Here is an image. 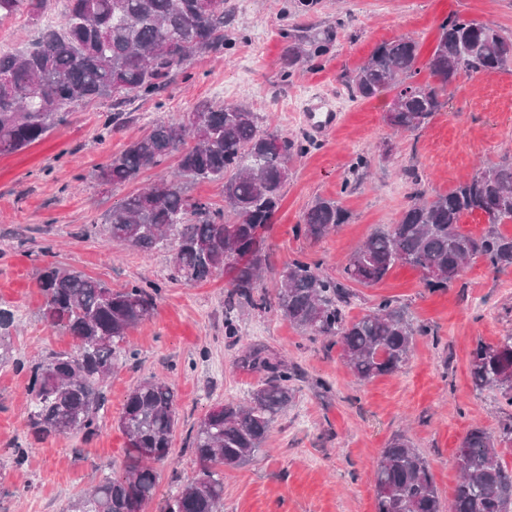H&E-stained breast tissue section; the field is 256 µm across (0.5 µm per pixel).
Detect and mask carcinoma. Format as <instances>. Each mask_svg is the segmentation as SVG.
Returning a JSON list of instances; mask_svg holds the SVG:
<instances>
[{
	"instance_id": "1",
	"label": "carcinoma",
	"mask_w": 512,
	"mask_h": 512,
	"mask_svg": "<svg viewBox=\"0 0 512 512\" xmlns=\"http://www.w3.org/2000/svg\"><path fill=\"white\" fill-rule=\"evenodd\" d=\"M49 0H0V22L25 14L37 23ZM233 8L227 0H69L59 26L15 52H0V153L46 136L70 109L111 95L120 102L160 95L174 70L198 52L225 48L224 28ZM431 54L419 67V42L399 36L378 44L345 80L352 100L392 95L385 122L396 132L428 125L447 104L448 91L473 73L512 69V39L493 26L460 15L446 17ZM285 60L293 67L321 52L320 40L294 27L282 33ZM429 79L416 80L421 69ZM310 143L259 126L246 104L198 103L187 123L157 120L101 167L110 185L136 180L146 169L177 155V179L124 197L112 207L108 237L127 247L172 248L174 277L201 283L218 273L229 277L228 301L272 308L309 336L333 337L340 358L361 382L393 374L408 361L416 325L404 307L381 299L374 311L348 319L350 285H374L398 264L422 273L431 290L450 287L476 259L496 270L512 268V161L487 163L447 192L417 190L400 216L376 227L348 258L339 278L297 257L280 274L274 303L255 297L267 266V232L280 207L293 158ZM222 183L224 207L184 195L181 181ZM481 214L480 234L462 228L464 217ZM333 198H316L296 226L320 241L348 223ZM42 319L68 332L74 350L24 365L15 358L12 313L0 310V366L27 367L28 432L48 436L95 431L104 405L102 385L120 359L136 356L129 332L156 310L147 288L114 289L81 271L56 264L40 277ZM241 363L268 372L246 403H226L198 422L192 448L199 474L166 501L165 512H219L224 470L249 465L264 451L267 434L295 399L296 370L276 356L251 349ZM470 375L479 389H496L512 406V333L494 344L477 342ZM127 439L123 472L107 475L79 496L72 512H142L156 493L157 466L172 451L176 392L152 376L127 395L117 420ZM512 447V423L498 432L473 427L455 455L460 480L443 503L431 465L404 434L381 451L374 474L376 512H512V468L500 450Z\"/></svg>"
}]
</instances>
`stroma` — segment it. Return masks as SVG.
I'll return each instance as SVG.
<instances>
[{"mask_svg": "<svg viewBox=\"0 0 512 512\" xmlns=\"http://www.w3.org/2000/svg\"><path fill=\"white\" fill-rule=\"evenodd\" d=\"M234 7L227 48L193 56L161 95L119 105L109 98L81 103L42 140L0 154V309L14 314L21 361L73 344L41 318L39 275L48 263L115 288L142 283L158 289L155 315L130 334L136 357L120 363L103 387L105 405L90 441L68 434L32 442L25 426L28 374L0 367V512H71V503L93 481L121 472L126 438L117 418L126 395L143 379L162 375L177 394V425L149 505L150 512H161L166 496L198 473L192 437L200 419L214 405L245 402L264 379L263 371L240 362L254 347L297 367L296 399L272 426L265 453L245 468L225 471L221 512H375L373 469L399 433L428 458L447 501L457 480L455 453L467 431L475 425L494 431L512 421V407L499 392L476 390L469 373L477 342L512 333L511 269L497 273L478 260L450 288L432 291L424 288L419 271L398 266L375 286H353L348 317L389 298L428 329L415 337L401 370L361 382L330 340L310 338L275 311L228 306L225 276L184 283L173 277L170 251H138L104 234L113 204L169 177L175 160L123 186L98 178L112 154L157 119L184 122L204 100L247 102L261 127L314 141L290 165L267 239L262 293H274L280 271L298 256L340 276L355 247L376 226L392 223L415 188L445 192L470 177L480 161L512 159L508 73L462 78L429 125L404 135L394 134L384 120L389 96L336 111L344 78L376 44L402 34L416 38L421 58H428L440 22L453 14L491 24L512 38V0H319L305 15L295 14L292 0H236ZM291 24L325 39L326 47L288 77L280 32ZM304 88L316 92L311 106L336 112L333 137H312L306 122L291 118L289 100ZM112 113L116 123L106 124ZM359 155L367 157L369 169L342 191ZM318 197L340 198L350 220L313 243L296 226ZM228 320L235 335L224 331ZM17 447L29 451L26 466L14 463Z\"/></svg>", "mask_w": 512, "mask_h": 512, "instance_id": "1", "label": "stroma"}]
</instances>
